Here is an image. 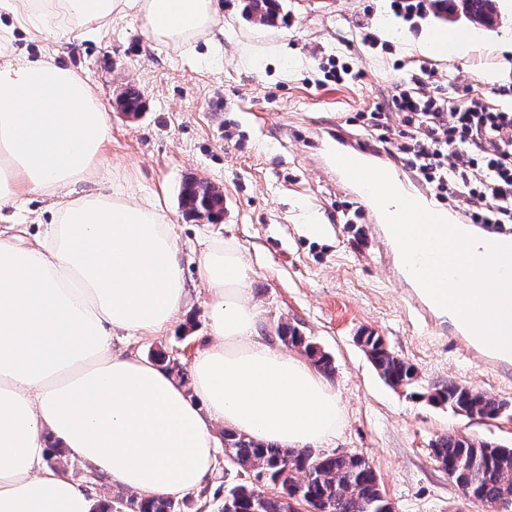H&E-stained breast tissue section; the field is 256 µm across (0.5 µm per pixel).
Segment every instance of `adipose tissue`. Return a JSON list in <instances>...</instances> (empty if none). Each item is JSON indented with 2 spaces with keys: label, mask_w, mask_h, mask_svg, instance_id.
I'll list each match as a JSON object with an SVG mask.
<instances>
[{
  "label": "adipose tissue",
  "mask_w": 512,
  "mask_h": 512,
  "mask_svg": "<svg viewBox=\"0 0 512 512\" xmlns=\"http://www.w3.org/2000/svg\"><path fill=\"white\" fill-rule=\"evenodd\" d=\"M139 18L149 40L184 47L216 24L213 0H0V211L51 199L33 242L0 230V512H97L100 501L53 448L143 498L180 499L217 465L214 423L283 448L342 428L340 397L258 329L251 267L232 243H205L213 340L192 387L118 333L160 336L186 306L177 237L159 197L77 192L97 175L112 128L96 88L56 53L17 57L16 33L57 41Z\"/></svg>",
  "instance_id": "ef3b65f1"
}]
</instances>
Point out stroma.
<instances>
[{
  "instance_id": "obj_1",
  "label": "stroma",
  "mask_w": 512,
  "mask_h": 512,
  "mask_svg": "<svg viewBox=\"0 0 512 512\" xmlns=\"http://www.w3.org/2000/svg\"><path fill=\"white\" fill-rule=\"evenodd\" d=\"M391 4L283 0L286 22L265 27L245 17L243 0H215L217 22L191 51L150 41L133 16L95 39L54 48L61 66L97 88L112 128L103 173L84 191L111 189L114 175L130 173L136 198L159 194L189 290L172 331L116 336L113 349L146 358L161 351L189 369L210 340L207 289L198 275L202 243L235 242L252 268L248 288L261 333L293 324L332 358L327 380L345 422L322 452L365 457L395 512H478L431 448L448 434L512 446V371L484 370L447 324L404 298L372 224L364 223L361 241L348 230L344 211L361 200L315 164L312 142L333 130L369 141L365 114L386 109L423 65L442 93L452 83L462 90L487 82L512 87V0H497L493 24L472 29L468 52L449 62L425 49L428 32L442 24L434 7L407 16ZM336 58L350 69L341 83L330 74ZM130 86L145 101L136 117L118 108ZM189 176L223 191L222 223L183 217L178 193ZM366 329L417 368V393L378 374L359 342ZM450 380L508 406L494 420L454 414L430 399L433 386ZM246 479L219 462L206 485L191 492L190 512H217L225 485Z\"/></svg>"
}]
</instances>
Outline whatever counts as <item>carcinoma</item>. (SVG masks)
<instances>
[{
  "instance_id": "obj_1",
  "label": "carcinoma",
  "mask_w": 512,
  "mask_h": 512,
  "mask_svg": "<svg viewBox=\"0 0 512 512\" xmlns=\"http://www.w3.org/2000/svg\"><path fill=\"white\" fill-rule=\"evenodd\" d=\"M455 8L464 9L484 27L496 13L494 0H462ZM244 10L259 17L261 24L271 25L282 4L280 0H246ZM122 107L127 112L141 110L142 94L137 88L127 89ZM179 199L185 214L193 217L198 210L218 216L224 208V195L219 187L194 178L183 182ZM276 333L284 345L302 350L320 372L333 373L329 356L295 326L280 323ZM361 339L370 350L373 365L389 385L411 388L417 383L416 368L392 353L381 336L365 331ZM434 398L463 416L495 419L507 407L505 402L452 380L435 387ZM224 453L241 470L264 476L268 490L252 483L227 486L218 512H291L289 497L298 490L316 512H391L392 505L383 497L371 466L359 454L264 447L233 430L224 431ZM432 453L437 461L462 464L459 479L481 504L493 507L505 497H512L511 447L448 435L433 443ZM189 502L188 497L178 501L131 496L120 499L118 504L126 512H185Z\"/></svg>"
}]
</instances>
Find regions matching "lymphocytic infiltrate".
<instances>
[{
  "instance_id": "f902f5d3",
  "label": "lymphocytic infiltrate",
  "mask_w": 512,
  "mask_h": 512,
  "mask_svg": "<svg viewBox=\"0 0 512 512\" xmlns=\"http://www.w3.org/2000/svg\"><path fill=\"white\" fill-rule=\"evenodd\" d=\"M424 85L419 78L392 95L403 123L396 138L384 132V113H370L377 148L469 223L512 227V93L500 90L494 105L476 93L459 105L427 95Z\"/></svg>"
}]
</instances>
